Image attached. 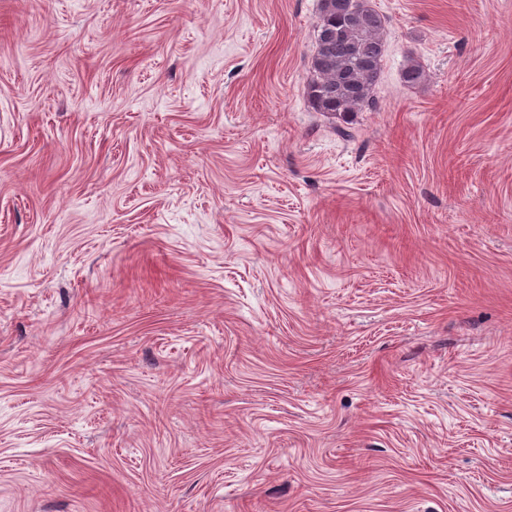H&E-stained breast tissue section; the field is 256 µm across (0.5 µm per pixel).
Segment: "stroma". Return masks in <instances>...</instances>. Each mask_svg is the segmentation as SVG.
I'll return each mask as SVG.
<instances>
[{
    "instance_id": "stroma-1",
    "label": "stroma",
    "mask_w": 512,
    "mask_h": 512,
    "mask_svg": "<svg viewBox=\"0 0 512 512\" xmlns=\"http://www.w3.org/2000/svg\"><path fill=\"white\" fill-rule=\"evenodd\" d=\"M371 3L0 0V512H512V0ZM341 23L326 47L329 24ZM385 19L370 0H321L306 95L317 112H360L373 97L386 53Z\"/></svg>"
}]
</instances>
